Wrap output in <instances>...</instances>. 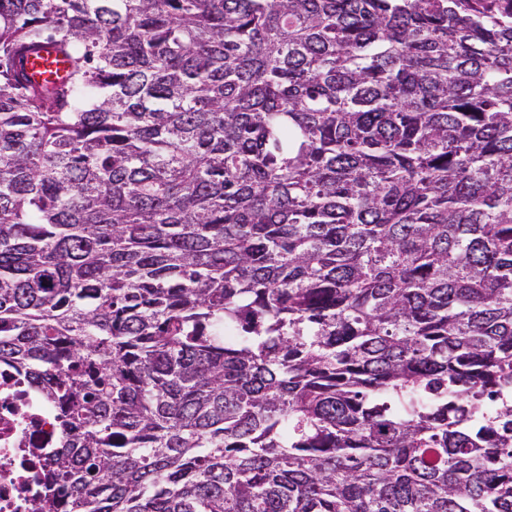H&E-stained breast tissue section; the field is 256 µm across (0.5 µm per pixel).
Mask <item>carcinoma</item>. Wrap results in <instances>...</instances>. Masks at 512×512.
<instances>
[{
  "mask_svg": "<svg viewBox=\"0 0 512 512\" xmlns=\"http://www.w3.org/2000/svg\"><path fill=\"white\" fill-rule=\"evenodd\" d=\"M1 366L29 512H512V0H0ZM65 60L61 57L43 55L40 59L31 58L28 67L38 79H56L66 70ZM32 389L26 378L0 369V512H27L40 489L46 448L31 443L50 439L54 416Z\"/></svg>",
  "mask_w": 512,
  "mask_h": 512,
  "instance_id": "carcinoma-1",
  "label": "carcinoma"
}]
</instances>
